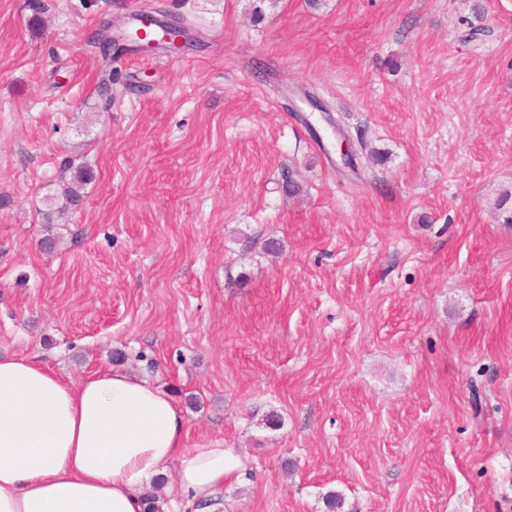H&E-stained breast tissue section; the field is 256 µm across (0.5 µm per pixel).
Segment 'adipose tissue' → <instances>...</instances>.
Instances as JSON below:
<instances>
[{"mask_svg":"<svg viewBox=\"0 0 512 512\" xmlns=\"http://www.w3.org/2000/svg\"><path fill=\"white\" fill-rule=\"evenodd\" d=\"M194 499L217 505L240 460L190 448L174 400L125 371L73 382L34 358L0 355V512H147L169 462Z\"/></svg>","mask_w":512,"mask_h":512,"instance_id":"ef3b65f1","label":"adipose tissue"}]
</instances>
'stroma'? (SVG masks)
Here are the masks:
<instances>
[{
    "instance_id": "1",
    "label": "stroma",
    "mask_w": 512,
    "mask_h": 512,
    "mask_svg": "<svg viewBox=\"0 0 512 512\" xmlns=\"http://www.w3.org/2000/svg\"><path fill=\"white\" fill-rule=\"evenodd\" d=\"M40 3L0 0V353L160 387L242 461L218 512H512V0ZM140 13L178 61L101 57Z\"/></svg>"
}]
</instances>
